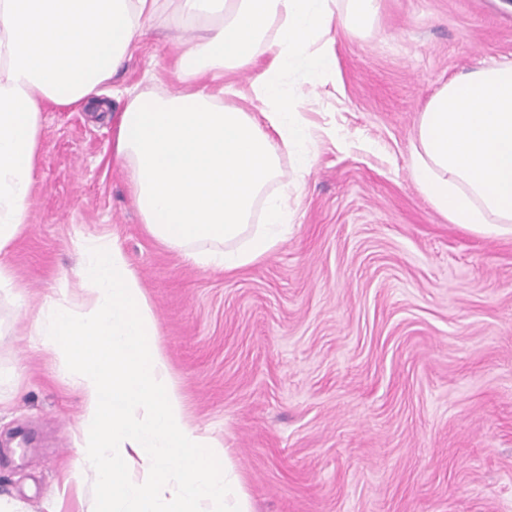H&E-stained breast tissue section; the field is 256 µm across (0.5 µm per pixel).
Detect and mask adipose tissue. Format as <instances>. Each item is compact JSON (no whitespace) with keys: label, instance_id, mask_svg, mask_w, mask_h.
Listing matches in <instances>:
<instances>
[{"label":"adipose tissue","instance_id":"obj_1","mask_svg":"<svg viewBox=\"0 0 512 512\" xmlns=\"http://www.w3.org/2000/svg\"><path fill=\"white\" fill-rule=\"evenodd\" d=\"M165 0H0V254L28 222L45 104L71 108L109 82ZM205 36L175 68L177 94L139 95L116 122L114 151L147 233L202 269L252 265L286 239L290 190L314 155L281 91L288 73L329 72L332 23L373 21L380 0H178ZM254 73L260 115L223 104L198 80ZM293 155L286 174L281 153ZM410 171L449 223L483 233L512 224V62L444 84L420 112ZM280 192H271L272 184ZM261 223H254V214Z\"/></svg>","mask_w":512,"mask_h":512}]
</instances>
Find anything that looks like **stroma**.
Returning a JSON list of instances; mask_svg holds the SVG:
<instances>
[{
	"instance_id": "1",
	"label": "stroma",
	"mask_w": 512,
	"mask_h": 512,
	"mask_svg": "<svg viewBox=\"0 0 512 512\" xmlns=\"http://www.w3.org/2000/svg\"><path fill=\"white\" fill-rule=\"evenodd\" d=\"M200 34L169 0L94 102L43 109L29 224L6 256L25 302L0 292V502L94 512L81 398L24 332L78 266L75 241L108 235L253 512H512V229L448 223L409 174L434 91L512 60V0H382L365 29L332 24L337 75L283 87L316 155L288 237L227 273L147 235L112 155L129 92H177Z\"/></svg>"
}]
</instances>
